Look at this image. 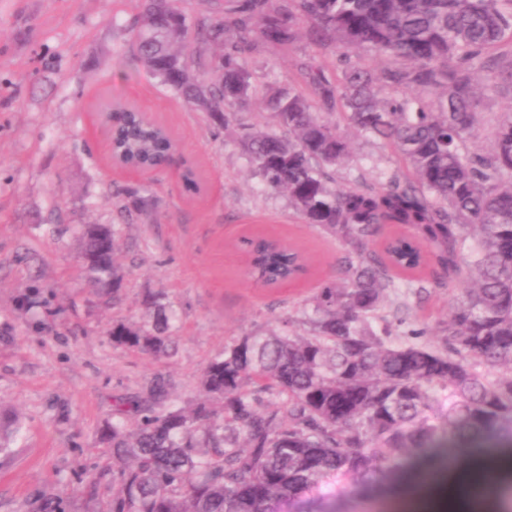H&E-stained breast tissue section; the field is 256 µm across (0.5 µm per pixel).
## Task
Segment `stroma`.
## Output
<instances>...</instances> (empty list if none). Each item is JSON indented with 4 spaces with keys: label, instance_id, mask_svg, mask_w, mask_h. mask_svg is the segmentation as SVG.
Listing matches in <instances>:
<instances>
[{
    "label": "stroma",
    "instance_id": "stroma-1",
    "mask_svg": "<svg viewBox=\"0 0 512 512\" xmlns=\"http://www.w3.org/2000/svg\"><path fill=\"white\" fill-rule=\"evenodd\" d=\"M137 0H0V411L17 436L0 453V512H39V496L88 481L100 461V430L115 399L155 378L173 399L199 395L206 363L243 332L301 318L318 288L339 279L342 248L306 224L285 196L264 191L234 144L236 129L208 122L134 60L128 25ZM138 107L169 128L198 178L139 174L114 166L99 131L103 100ZM512 92L489 95L469 141L488 150ZM389 149L357 139L339 185L394 169ZM143 187L153 220L120 218L117 190ZM115 231L124 274L120 303L96 292L79 260V230ZM261 234L301 248L310 273L278 288L248 278L241 237ZM160 295L176 352L154 360L113 346V320H140ZM451 295L430 284L410 309L388 301L390 319L436 329ZM303 512H391L387 493L336 485L307 497Z\"/></svg>",
    "mask_w": 512,
    "mask_h": 512
}]
</instances>
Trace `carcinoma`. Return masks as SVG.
I'll list each match as a JSON object with an SVG mask.
<instances>
[{
  "label": "carcinoma",
  "instance_id": "cac0c4a2",
  "mask_svg": "<svg viewBox=\"0 0 512 512\" xmlns=\"http://www.w3.org/2000/svg\"><path fill=\"white\" fill-rule=\"evenodd\" d=\"M131 49L143 73L240 131L238 144L271 194L336 240L340 280L324 283L303 318L253 329L208 361L202 396L166 401L159 379L121 398L100 431L112 498L94 512H292L326 480L373 490L420 457L449 463L469 449L512 444V112L493 145L475 153L477 108L512 86V0H139ZM336 55V75L311 59L298 78L257 90L248 58L275 55L299 33ZM361 49L389 65L353 58ZM255 104L271 123L242 121ZM117 152L149 170L173 139L136 112L121 117ZM390 149L401 168L376 182L336 184L350 136ZM124 210L151 216L154 199L125 189ZM386 224L410 234L369 244ZM82 252L97 256L89 282L120 295L112 227L86 224ZM252 274L266 286L307 267L294 248L245 237ZM437 267L461 298L433 341L380 314L390 293L418 297ZM150 319L112 323V344L151 358L175 352L161 297Z\"/></svg>",
  "mask_w": 512,
  "mask_h": 512
}]
</instances>
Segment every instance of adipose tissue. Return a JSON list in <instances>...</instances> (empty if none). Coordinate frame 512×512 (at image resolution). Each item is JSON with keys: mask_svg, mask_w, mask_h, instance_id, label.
<instances>
[{"mask_svg": "<svg viewBox=\"0 0 512 512\" xmlns=\"http://www.w3.org/2000/svg\"><path fill=\"white\" fill-rule=\"evenodd\" d=\"M493 474L485 502L487 512H496L506 487L512 485V449L478 448L466 452L461 465L448 467L446 458L430 455L409 466L406 490L393 504L394 512H453L456 497L465 486Z\"/></svg>", "mask_w": 512, "mask_h": 512, "instance_id": "ef3b65f1", "label": "adipose tissue"}]
</instances>
